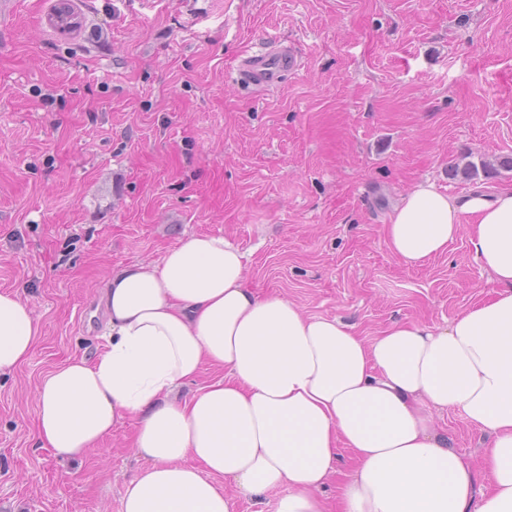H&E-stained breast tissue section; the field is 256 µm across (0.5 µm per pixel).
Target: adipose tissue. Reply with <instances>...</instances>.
Wrapping results in <instances>:
<instances>
[{
    "mask_svg": "<svg viewBox=\"0 0 512 512\" xmlns=\"http://www.w3.org/2000/svg\"><path fill=\"white\" fill-rule=\"evenodd\" d=\"M466 223L493 291L445 325L395 322L370 339L245 288V255L221 236L112 273L107 350L37 387L41 446L78 458L136 420L146 465L120 512H238L276 489V512H512V188L451 196L417 184L385 244L417 266ZM40 336L27 303L0 291V374L28 362ZM206 365L224 377L182 397ZM446 408L487 435L481 465L437 426ZM344 450L331 506L322 491Z\"/></svg>",
    "mask_w": 512,
    "mask_h": 512,
    "instance_id": "adipose-tissue-1",
    "label": "adipose tissue"
}]
</instances>
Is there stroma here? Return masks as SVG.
I'll return each instance as SVG.
<instances>
[{
    "instance_id": "obj_1",
    "label": "stroma",
    "mask_w": 512,
    "mask_h": 512,
    "mask_svg": "<svg viewBox=\"0 0 512 512\" xmlns=\"http://www.w3.org/2000/svg\"><path fill=\"white\" fill-rule=\"evenodd\" d=\"M0 21V291L41 329L0 376V512H120L145 461L129 422L72 460L36 437V388L106 351L108 276L192 235L246 255L245 285L373 337L445 324L488 296L469 225L407 266L384 228L430 181L449 195L512 186L451 177L461 156L512 157V0H16ZM295 45L298 68L242 82V59ZM480 463L486 438L438 413Z\"/></svg>"
}]
</instances>
